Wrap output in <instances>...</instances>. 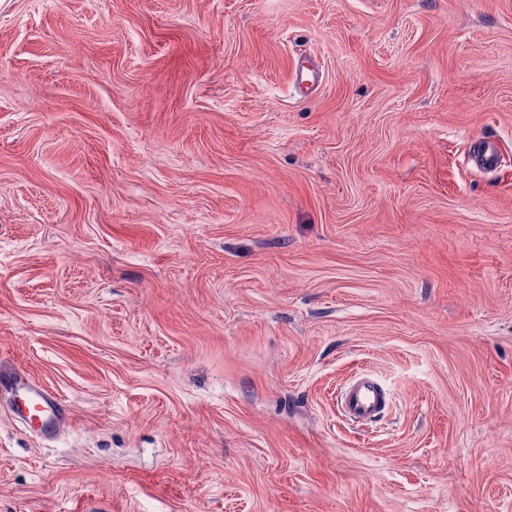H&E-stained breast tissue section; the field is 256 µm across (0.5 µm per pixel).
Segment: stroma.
Wrapping results in <instances>:
<instances>
[{
    "mask_svg": "<svg viewBox=\"0 0 512 512\" xmlns=\"http://www.w3.org/2000/svg\"><path fill=\"white\" fill-rule=\"evenodd\" d=\"M0 512H512V0H0ZM338 403L348 419L364 423L372 421L385 410L389 394L379 381L359 374L343 387ZM19 386L24 391L16 407L15 415L29 426L41 429H53L69 420L65 400L56 392H52L29 379Z\"/></svg>",
    "mask_w": 512,
    "mask_h": 512,
    "instance_id": "35a3bbf8",
    "label": "stroma"
}]
</instances>
